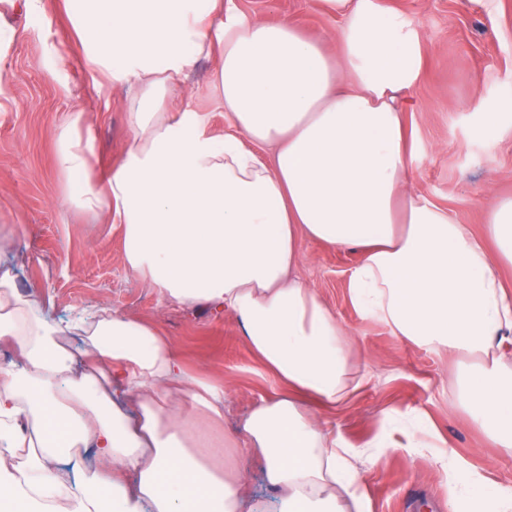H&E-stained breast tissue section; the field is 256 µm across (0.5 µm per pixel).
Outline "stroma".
Wrapping results in <instances>:
<instances>
[{"label":"stroma","mask_w":512,"mask_h":512,"mask_svg":"<svg viewBox=\"0 0 512 512\" xmlns=\"http://www.w3.org/2000/svg\"><path fill=\"white\" fill-rule=\"evenodd\" d=\"M223 21L239 16L274 23L288 19L307 37L326 41L343 19L328 0H223ZM414 25L422 58L417 84L398 93L412 149L414 191L451 209L459 223L483 236V203L512 197V139H497L490 117L512 119V0H380ZM0 32L11 43L0 77L10 99L0 111V233L20 294L50 319L82 309H105L154 325L186 365L225 385L224 432L242 438V423L261 397L284 386L250 348L233 310L166 301L124 261L121 225L104 223L67 201V181L56 165V133L73 106L85 110L97 164L109 169L131 130L127 86H95L63 0H14L0 12ZM219 53L197 58L173 97L175 110L201 114L210 131L230 122L215 85ZM358 247L304 242L297 272L347 330L349 358L364 385L328 412L346 439L362 445L382 430L385 412L415 408L469 463L495 481L512 480V456L492 448L450 387L462 357L417 347L380 321L356 311L347 279ZM247 483V512H270L259 458L239 457ZM373 512H448V486L426 455L399 451L363 468Z\"/></svg>","instance_id":"stroma-1"}]
</instances>
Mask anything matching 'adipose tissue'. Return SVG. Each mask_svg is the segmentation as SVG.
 Masks as SVG:
<instances>
[{
	"instance_id": "obj_1",
	"label": "adipose tissue",
	"mask_w": 512,
	"mask_h": 512,
	"mask_svg": "<svg viewBox=\"0 0 512 512\" xmlns=\"http://www.w3.org/2000/svg\"><path fill=\"white\" fill-rule=\"evenodd\" d=\"M101 82L135 94L121 162L95 173L82 108L58 130L56 164L78 209L123 227L124 259L179 305L228 308L287 387L243 424L279 512H372L360 465L417 448L448 479V512H512V482L470 467L416 413L414 434L353 447L304 403L344 402L359 380L349 338L297 274L302 240L357 246L353 306L426 349L468 357L458 402L492 447L512 456V199L485 203L486 250L448 209L407 192L396 95L421 73L418 35L378 0H332L344 20L335 56L288 22L240 18L210 29L223 0H65ZM222 50L216 86L231 130L166 102L196 58ZM272 155H265V148ZM18 371L0 374V512H242L243 473L224 457V385L189 371L151 325L108 311L43 319L0 276V339ZM92 448L95 468L60 466Z\"/></svg>"
}]
</instances>
